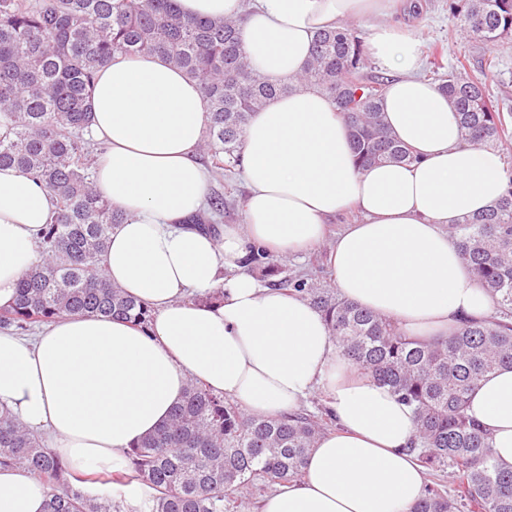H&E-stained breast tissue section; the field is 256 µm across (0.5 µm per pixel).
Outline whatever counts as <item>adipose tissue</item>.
<instances>
[{
  "label": "adipose tissue",
  "mask_w": 512,
  "mask_h": 512,
  "mask_svg": "<svg viewBox=\"0 0 512 512\" xmlns=\"http://www.w3.org/2000/svg\"><path fill=\"white\" fill-rule=\"evenodd\" d=\"M407 0H178L192 17H243L253 68L277 84L301 74L316 33L371 19L370 54L397 71L382 112L414 162L358 167L334 104L298 87L254 113L243 137L250 193L240 224L202 231L200 161L206 113L200 83L155 55L115 57L97 74L91 130L104 142L95 183L124 215L102 265L107 278L153 312L147 326L64 315L27 338L0 331V406L69 466L118 470L131 446L169 417L189 383L249 413L280 418L315 391L336 421L311 448L304 476L265 495L257 512H410L427 476L409 448L412 409L354 371L323 314L250 272L249 246L284 258L326 245L339 294L430 340L484 322L493 301L462 260L451 228L488 209L508 179L500 150L463 142L456 112L417 74ZM53 198L15 168L0 170V307L39 258ZM357 221L327 239L330 220ZM470 417L512 466V368L471 395ZM48 488L23 468L0 470V512H43Z\"/></svg>",
  "instance_id": "1"
}]
</instances>
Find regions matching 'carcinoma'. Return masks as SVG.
Here are the masks:
<instances>
[{"label": "carcinoma", "mask_w": 512, "mask_h": 512, "mask_svg": "<svg viewBox=\"0 0 512 512\" xmlns=\"http://www.w3.org/2000/svg\"><path fill=\"white\" fill-rule=\"evenodd\" d=\"M460 30L489 47L512 34V0H448ZM240 21L189 18L176 0H0V168L15 167L41 183L56 209L43 231L44 257L21 277L14 301L0 307V329L17 334L62 314H90L145 326L152 310L106 277L102 257L123 215L96 189L91 88L116 54L161 56L200 81L206 112L201 151L220 175L242 165V137L253 113L294 89L272 84L252 67ZM435 46L430 69L459 116L465 141L512 142V124L487 85L492 55L470 69L446 67ZM368 55L348 25L318 32L298 82L319 89L350 127L356 163L411 162V151L383 121L388 78L367 73ZM224 216V197L189 223ZM455 233L463 260L491 296L496 316L468 322L426 343L398 325L313 288L298 274L275 285L323 312L343 355L414 409L410 451L428 470H450L454 491L432 484L411 512H512V468L495 459L489 434L467 414L469 396L502 366L512 365V177L485 212L466 217ZM251 269L279 273L265 250L249 246ZM325 424L305 409L283 418L247 413L198 383L187 386L167 422L127 453L114 474L68 468L9 411H0V467L19 466L49 487L46 512H128L108 493L89 496L78 483L134 480L152 490L140 512H226L255 481L298 480Z\"/></svg>", "instance_id": "carcinoma-1"}]
</instances>
